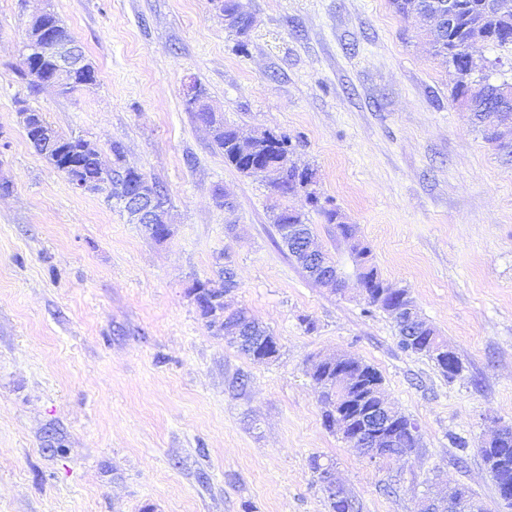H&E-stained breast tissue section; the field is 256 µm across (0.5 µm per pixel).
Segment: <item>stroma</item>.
<instances>
[{
	"label": "stroma",
	"instance_id": "1",
	"mask_svg": "<svg viewBox=\"0 0 512 512\" xmlns=\"http://www.w3.org/2000/svg\"><path fill=\"white\" fill-rule=\"evenodd\" d=\"M50 4L97 81L29 90L18 70L39 2L0 0V512H328L315 455L335 461L359 512H418L450 485L504 512L480 448L512 425V165L453 102L423 21L390 0H241L255 18L243 54L211 0ZM472 53L486 66L472 81L512 83V51ZM190 80L225 123L288 136L460 377L400 347L335 225L298 195L288 204L307 211L345 289L306 277L265 179L226 164L187 112ZM21 100L104 168L121 142L127 165L166 188L170 237L156 242L107 191L75 189L31 147ZM227 263L235 304L277 336L278 359L215 335L189 295ZM338 352L374 365L417 427L418 448L391 467L322 424L308 369Z\"/></svg>",
	"mask_w": 512,
	"mask_h": 512
}]
</instances>
